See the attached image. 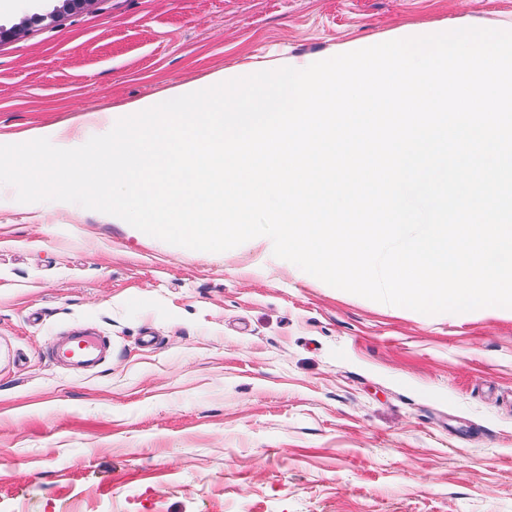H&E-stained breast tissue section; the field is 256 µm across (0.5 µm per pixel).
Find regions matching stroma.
I'll use <instances>...</instances> for the list:
<instances>
[{
    "mask_svg": "<svg viewBox=\"0 0 512 512\" xmlns=\"http://www.w3.org/2000/svg\"><path fill=\"white\" fill-rule=\"evenodd\" d=\"M0 0V136L223 69L512 30V0ZM105 359L51 358L71 331ZM0 512H512V310L332 287L0 187Z\"/></svg>",
    "mask_w": 512,
    "mask_h": 512,
    "instance_id": "obj_1",
    "label": "stroma"
}]
</instances>
